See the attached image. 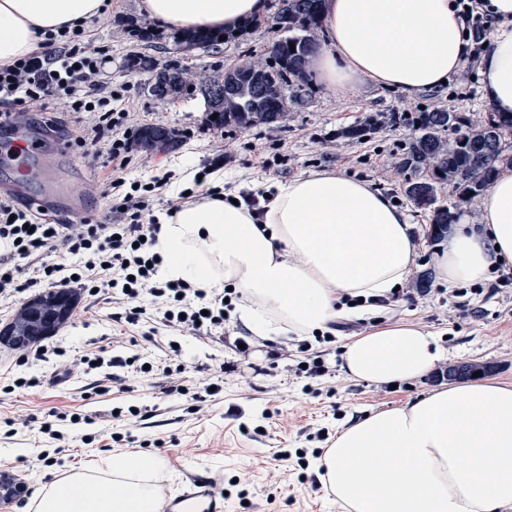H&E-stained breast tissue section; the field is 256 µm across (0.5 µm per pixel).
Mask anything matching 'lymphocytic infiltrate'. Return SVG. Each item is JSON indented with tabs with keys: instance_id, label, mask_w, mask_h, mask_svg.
Here are the masks:
<instances>
[{
	"instance_id": "f902f5d3",
	"label": "lymphocytic infiltrate",
	"mask_w": 512,
	"mask_h": 512,
	"mask_svg": "<svg viewBox=\"0 0 512 512\" xmlns=\"http://www.w3.org/2000/svg\"><path fill=\"white\" fill-rule=\"evenodd\" d=\"M460 8L470 60L478 62L483 50L481 33L496 19L487 0H456ZM103 59L91 48L83 25L48 33L42 50L0 65V125L18 126L28 112L48 111L64 102L80 133L73 146L80 152L102 148L111 177L105 193L113 209L122 210L119 224H94L80 219L76 224L47 225L27 205L0 196V241L10 251L0 256V304L16 306L21 294H41L51 289L98 293L112 304L113 320L131 326L161 324L173 331L199 336H223L228 303L223 297H208L190 283L158 279L160 257L154 251L159 226L151 212L163 199L166 184L132 186L126 171L137 162L132 131L127 125L128 98L114 93L104 77ZM19 366L55 361L63 372L86 374L105 367H121L139 376L151 371L170 372V365L145 362L140 351L104 357L100 352L83 354L67 348L64 337L50 334L29 346L15 349ZM59 413L42 417L17 414L6 418L1 436L11 438L26 429L54 440V450H40L34 461L41 467L54 464V453L63 452L64 434L57 429Z\"/></svg>"
}]
</instances>
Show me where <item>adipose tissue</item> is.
<instances>
[{"instance_id": "obj_1", "label": "adipose tissue", "mask_w": 512, "mask_h": 512, "mask_svg": "<svg viewBox=\"0 0 512 512\" xmlns=\"http://www.w3.org/2000/svg\"><path fill=\"white\" fill-rule=\"evenodd\" d=\"M497 22L478 62L483 96L512 112V0H489ZM107 0H0V63L28 55L47 30L75 25ZM164 27L232 28L265 0H142ZM325 39L312 59L336 91L368 80L407 95L440 88L467 64L455 0H327ZM157 275L216 296L237 288L257 338L327 331L347 297H388L410 275L419 241L407 214L371 183L314 172L278 186L256 223L247 208L203 198L161 216ZM512 266V168L482 196L478 223L459 218L436 252L448 287L484 282ZM444 358L433 335L384 323L341 352L350 378L395 383ZM348 512H503L512 506V386L494 380L440 386L337 431L314 462ZM163 461L106 457L44 486L34 512H159L151 487Z\"/></svg>"}]
</instances>
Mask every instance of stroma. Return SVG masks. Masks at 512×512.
Segmentation results:
<instances>
[{
    "instance_id": "stroma-1",
    "label": "stroma",
    "mask_w": 512,
    "mask_h": 512,
    "mask_svg": "<svg viewBox=\"0 0 512 512\" xmlns=\"http://www.w3.org/2000/svg\"><path fill=\"white\" fill-rule=\"evenodd\" d=\"M141 0H112L103 14L87 19L85 27L93 46L107 54L105 74L113 87L129 90L127 109L133 129L160 125L181 133L182 142L166 153L143 152V161L129 170L131 180L157 177L167 180L169 196H176L186 184L187 172H200L214 157H221L224 190L228 193L252 191L254 187L285 183L299 176L329 171L366 179L404 210L421 240L411 277L402 284L395 304L364 317L341 318L336 322L335 342H313L311 355L321 356L329 368L327 375L297 378L294 370L302 360L300 336L289 334L254 345L249 356H239L235 348L243 328L236 319L224 326L223 339L184 334L181 363L187 376H203L219 364L236 365V372L224 375V397L203 411L192 409L188 397L169 393L164 375L136 378L122 374L108 394L95 391L91 376L73 379L60 386L39 391H18L0 402V421L23 411L37 416L49 410L75 411L95 417L92 425L62 422L61 430L71 447L47 468L30 467L35 439L18 433L0 444V463L19 471L26 493L0 504V512H31L30 504L43 485L64 477L71 469L98 457L116 455L108 447L111 433L123 431L113 420L116 407L138 405L148 414L140 421L139 439L150 440L147 452L164 459L166 468L155 480L163 491H176L187 476L207 473L228 485L238 474L247 479L245 498L226 501L228 512H347L328 488H313L314 467L299 469L295 461L281 462L277 453L284 448H315L317 431L334 436L349 419L404 405L432 388L447 384L446 371L459 364L486 365V378L512 385V284L496 295L474 294L470 311L451 306L448 288L432 283L425 293L415 290L418 274L434 270L438 242L429 234L427 211L417 208L404 194L402 176L393 167L412 133L410 125H379L371 138L352 143L338 139L343 127L381 113L411 114L419 108H445L479 119L487 110L480 80L459 72L448 86L407 96L401 90L370 82L357 83L345 94H336L317 76L303 102L291 105L287 122L281 127L260 125L248 130L228 127L215 130L204 122V101L190 95L162 103L147 91L148 77L132 74L124 67L126 55L149 50L165 61L173 44L174 31L159 26L142 12ZM149 28L150 42L133 38L132 26ZM276 35L267 25H259L228 42L219 51H193L184 55L183 66L193 81H200L233 66L247 55L265 56ZM25 132L41 143L45 164L36 165L30 190L45 194L49 182L59 181L81 197L78 210L58 214L60 223L85 217L93 223L118 222L105 195L106 170L95 155L75 153L61 132L48 128L42 116L28 115ZM112 308L103 299L78 296L62 334L70 349L81 351L101 346L117 352L137 344L148 358L166 359L168 333L157 327L152 339L141 329L111 320ZM406 321L436 335L447 357L428 375L398 383L397 387L349 378L341 369V348L375 327L380 320ZM270 419H263V412ZM265 433H257L258 425ZM92 444H85V436Z\"/></svg>"
}]
</instances>
